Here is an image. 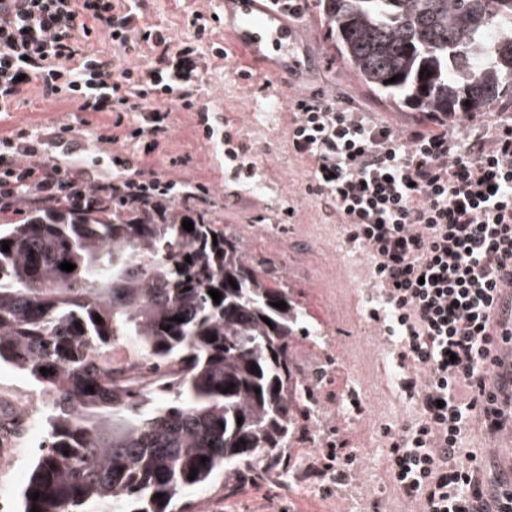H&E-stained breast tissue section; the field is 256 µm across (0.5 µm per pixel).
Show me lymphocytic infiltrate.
<instances>
[{"label": "lymphocytic infiltrate", "mask_w": 512, "mask_h": 512, "mask_svg": "<svg viewBox=\"0 0 512 512\" xmlns=\"http://www.w3.org/2000/svg\"><path fill=\"white\" fill-rule=\"evenodd\" d=\"M194 34L173 41L143 21L140 0H0V112L40 100H70L78 111L111 115L96 142L123 143L108 172L91 175L57 151L70 133L21 130L0 136V217L44 207L102 210L182 198L206 201L204 185L176 184L145 168L160 150L174 109L195 112L206 139L216 122L197 102L205 54L203 14ZM121 54H146L142 67L116 68L91 38ZM291 145L310 163L308 190L325 197L368 253L380 293L373 320L399 337L397 359L411 366L406 388L419 410L394 435L389 473L421 512H512V483L488 488L482 459L465 448L472 417L488 434L512 418V315L495 301L512 293V120L476 133L417 129L400 134L346 102L297 93Z\"/></svg>", "instance_id": "f902f5d3"}]
</instances>
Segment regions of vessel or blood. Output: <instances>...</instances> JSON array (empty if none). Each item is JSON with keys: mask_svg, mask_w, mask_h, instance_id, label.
Instances as JSON below:
<instances>
[{"mask_svg": "<svg viewBox=\"0 0 512 512\" xmlns=\"http://www.w3.org/2000/svg\"><path fill=\"white\" fill-rule=\"evenodd\" d=\"M230 49L245 54L260 76L287 88L302 66L294 54V31L280 11L257 0H230L224 16Z\"/></svg>", "mask_w": 512, "mask_h": 512, "instance_id": "vessel-or-blood-1", "label": "vessel or blood"}]
</instances>
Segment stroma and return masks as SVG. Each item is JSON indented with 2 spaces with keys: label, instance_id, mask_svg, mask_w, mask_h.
I'll return each mask as SVG.
<instances>
[{
  "label": "stroma",
  "instance_id": "stroma-1",
  "mask_svg": "<svg viewBox=\"0 0 512 512\" xmlns=\"http://www.w3.org/2000/svg\"><path fill=\"white\" fill-rule=\"evenodd\" d=\"M219 11L218 0H147L144 21L163 26L178 41L192 35L187 25L192 13ZM293 27L297 57L313 60L299 73L296 91L320 90L343 99L400 133L433 128L426 113L383 102L348 72L326 38L316 0H306ZM252 71L239 54L210 59L200 74L198 102L222 114L225 129L254 165L253 179L226 177L222 144L206 140L196 115L181 109L172 114L162 152L146 160L168 179L208 187L213 204L207 217L238 230L249 253L280 271L310 328L290 343L304 390L294 404L296 429L285 478L244 479L229 493L223 480H216L192 494L194 512H410L411 501L390 477L388 454L391 433L415 414L417 398L402 385L396 337L369 316L379 295L372 261L363 248L347 242L333 203L308 194L310 164L292 151V114L286 105L272 106L280 89L263 85ZM82 118L72 101L40 102L1 115L0 134L71 124V137L81 146L74 159L94 173L112 147L95 142ZM354 397L360 407L351 405ZM332 440L353 454L355 463L340 481L323 488L308 469ZM37 442L33 436L0 453V512H13ZM466 446L486 458L493 476L512 479L511 439L488 437L476 420Z\"/></svg>",
  "mask_w": 512,
  "mask_h": 512
}]
</instances>
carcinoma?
I'll list each match as a JSON object with an SVG mask.
<instances>
[{"mask_svg":"<svg viewBox=\"0 0 512 512\" xmlns=\"http://www.w3.org/2000/svg\"><path fill=\"white\" fill-rule=\"evenodd\" d=\"M318 3L336 55L379 97L448 117L512 106V0ZM3 242L0 364L49 396L20 512H186L221 472L226 491L284 477L306 319L234 232L173 204L116 205L28 209L0 223Z\"/></svg>","mask_w":512,"mask_h":512,"instance_id":"cac0c4a2","label":"carcinoma"}]
</instances>
